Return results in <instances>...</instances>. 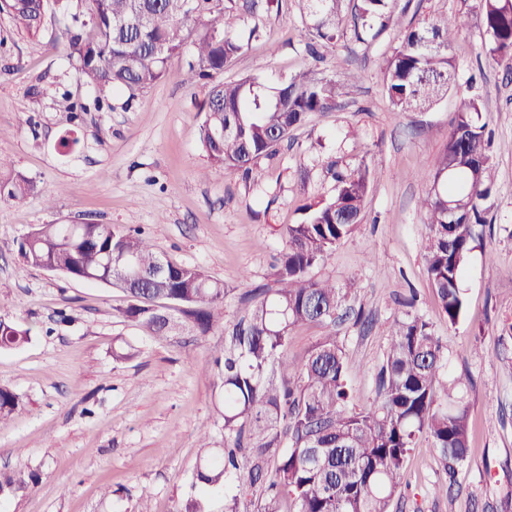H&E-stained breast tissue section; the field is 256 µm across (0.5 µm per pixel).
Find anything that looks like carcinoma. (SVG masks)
<instances>
[{
	"label": "carcinoma",
	"instance_id": "obj_1",
	"mask_svg": "<svg viewBox=\"0 0 512 512\" xmlns=\"http://www.w3.org/2000/svg\"><path fill=\"white\" fill-rule=\"evenodd\" d=\"M211 0H0V13L31 37L44 29L48 6L67 20L60 34L73 68L93 87L101 108L108 90L135 92L164 76L167 63L183 52V23L206 14L194 40L187 81L224 71L242 50L236 15L256 17L280 11L283 0H229L212 10ZM314 40L341 37L344 0H299ZM352 36L362 42L380 21L386 26L390 0H351ZM489 40L487 54L498 63L512 60V0H474ZM459 24L440 15L404 31L384 67V85L396 112L431 108L452 86V53ZM357 79L341 84L332 76L304 70L270 85L252 77L208 87L200 141L212 166L245 169L276 155L290 130L315 112L336 110ZM477 97L461 103L444 150L436 157L421 199L426 232L422 250L429 280L448 324L464 313L458 281L486 224L494 181L492 140L480 123ZM372 162L362 158L336 173V192L324 202L304 206L306 217L288 225L286 244L274 272V287L241 297L234 319L224 320L228 289L196 266L164 261L139 229L86 224L77 233L68 224H45L18 246L24 262L53 269L72 279L112 272L126 276V257L137 262L140 278L125 289L124 315L160 336L186 323L205 334L224 332L221 367L224 388V450L211 456L192 477L177 512H205L200 494L233 478L238 493L224 498V512H251L248 491L263 486L260 512H281L289 499L295 512H389L415 439L425 433L454 471L469 454L468 408L448 400L462 380L448 379L447 363L430 322L405 311L391 332L378 370L379 401L366 410L350 407L348 354L340 327L352 315L349 300L357 283L344 287L315 280L309 270L362 223V209L373 178ZM34 182L0 172V198L22 200ZM176 305L177 315L163 309ZM315 323L325 334L300 363L285 352L295 327ZM31 329L0 316V349L18 347ZM20 397L0 387V417L11 414ZM39 473L20 467L0 472V499L36 484Z\"/></svg>",
	"mask_w": 512,
	"mask_h": 512
}]
</instances>
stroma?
<instances>
[{"label": "stroma", "instance_id": "35a3bbf8", "mask_svg": "<svg viewBox=\"0 0 512 512\" xmlns=\"http://www.w3.org/2000/svg\"><path fill=\"white\" fill-rule=\"evenodd\" d=\"M393 7L401 22L440 14L463 22L453 45L456 81L425 112L393 111L385 93L383 67L399 44V25L362 42L320 44L313 57L305 48L309 20L295 0L239 20L243 49L221 81L274 83L305 66L358 76L347 106L313 114L276 156L256 161L258 185L243 172L210 167L199 140L207 88L186 80L190 52L156 85L111 94L110 109L73 120L59 106L62 94L85 102L95 92L55 42L64 19L47 17L32 38L0 15V159L36 184L24 200L0 199V316L31 331L27 343L0 351V386L21 398L0 420V471L21 465L40 474L0 512H139L145 499L152 512H178L204 456L224 446L215 365L223 333L186 326L150 336L124 316L121 288L26 265L20 240L45 224L142 227L163 258L223 282L230 317L244 293L272 285L285 230L303 220V205L331 198L334 171L364 156L375 168L364 221L311 270L360 285L354 304L369 324L341 332L352 402L376 401L389 333L411 296L450 375L468 380L467 462L448 475L439 451L419 437L391 512H512V69L489 63L469 0H395ZM474 95L494 134L496 179L487 224L459 279L465 315L452 326L425 269L419 199L460 102ZM65 139L70 147H62Z\"/></svg>", "mask_w": 512, "mask_h": 512}]
</instances>
